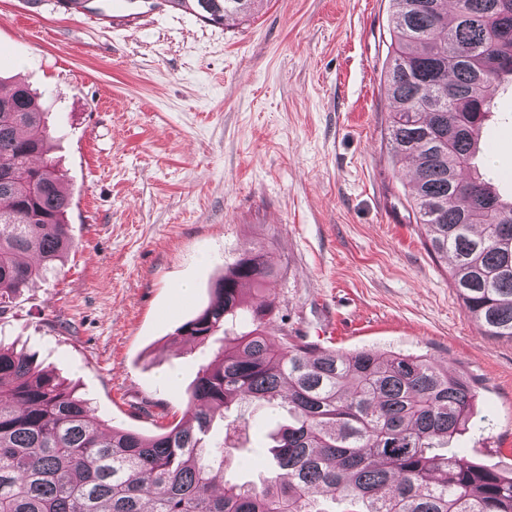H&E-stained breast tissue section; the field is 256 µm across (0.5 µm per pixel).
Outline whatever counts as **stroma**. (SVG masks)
Returning <instances> with one entry per match:
<instances>
[{
  "label": "stroma",
  "instance_id": "1",
  "mask_svg": "<svg viewBox=\"0 0 512 512\" xmlns=\"http://www.w3.org/2000/svg\"><path fill=\"white\" fill-rule=\"evenodd\" d=\"M70 12L0 0V77L42 96L70 194L73 246L13 295L7 344L34 355L108 425L147 434L180 419L220 343L177 330L244 251L264 244L281 331L340 352L426 354L478 391L455 442L512 474V341L465 311L405 199L393 163L390 0H268L253 20L210 25L166 0ZM482 134L477 173L512 198V80ZM242 463L259 481L285 412L242 409Z\"/></svg>",
  "mask_w": 512,
  "mask_h": 512
}]
</instances>
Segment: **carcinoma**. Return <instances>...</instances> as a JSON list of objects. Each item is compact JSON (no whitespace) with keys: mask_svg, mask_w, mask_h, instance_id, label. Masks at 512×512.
<instances>
[{"mask_svg":"<svg viewBox=\"0 0 512 512\" xmlns=\"http://www.w3.org/2000/svg\"><path fill=\"white\" fill-rule=\"evenodd\" d=\"M213 24L248 21L263 0H167ZM393 158L410 160V208L428 250L451 260L467 313L512 340V200L463 177L486 121L487 89L512 67V0H391ZM0 317L7 299L72 247L64 175L47 157L52 131L22 82L0 92ZM278 277L264 247L243 254L178 335L222 345L199 368L182 421L146 436L107 429L90 402L35 358L0 345V512H512V475L453 447L477 392L427 355L343 353L303 337L275 343V301L242 286ZM239 319L253 329L230 336ZM288 413L271 435L274 476L230 483L234 445L211 448L214 418L242 428L244 404ZM346 508L325 507L326 501Z\"/></svg>","mask_w":512,"mask_h":512,"instance_id":"obj_1","label":"carcinoma"}]
</instances>
